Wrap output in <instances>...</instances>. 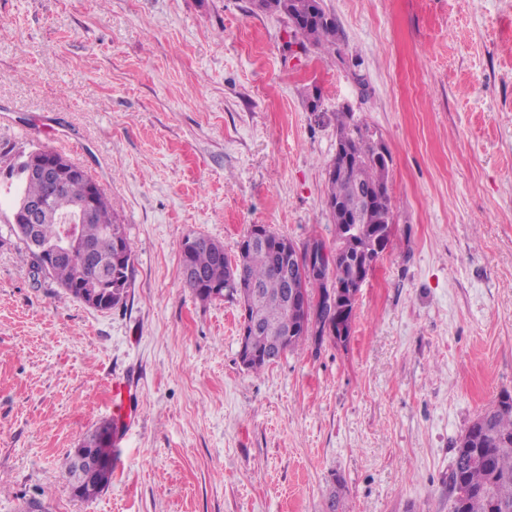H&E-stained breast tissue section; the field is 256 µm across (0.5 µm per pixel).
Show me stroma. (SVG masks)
<instances>
[{
	"instance_id": "stroma-1",
	"label": "stroma",
	"mask_w": 512,
	"mask_h": 512,
	"mask_svg": "<svg viewBox=\"0 0 512 512\" xmlns=\"http://www.w3.org/2000/svg\"><path fill=\"white\" fill-rule=\"evenodd\" d=\"M324 7L331 55L252 0H0V188L50 148L134 254L124 302L97 310L34 278L0 212V512H326L337 483L343 512H451L456 440L512 391V0ZM345 107L389 151L391 243L348 342L253 373L237 301L198 299L180 244L233 258L254 224L333 242ZM105 420L112 482L81 500L66 461Z\"/></svg>"
}]
</instances>
